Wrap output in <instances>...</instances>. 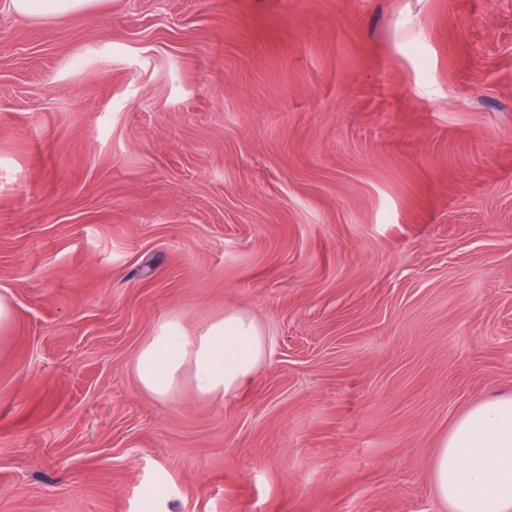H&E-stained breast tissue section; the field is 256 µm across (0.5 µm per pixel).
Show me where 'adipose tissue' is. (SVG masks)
Wrapping results in <instances>:
<instances>
[{
  "label": "adipose tissue",
  "instance_id": "adipose-tissue-1",
  "mask_svg": "<svg viewBox=\"0 0 512 512\" xmlns=\"http://www.w3.org/2000/svg\"><path fill=\"white\" fill-rule=\"evenodd\" d=\"M98 0H0L24 17H66ZM266 338L258 321L232 310L187 334L179 317L160 324L138 349V384L160 400L191 387L205 402L235 397L265 361ZM438 497L450 512H512V394L474 405L440 444L433 462Z\"/></svg>",
  "mask_w": 512,
  "mask_h": 512
}]
</instances>
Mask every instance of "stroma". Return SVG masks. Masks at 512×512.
Instances as JSON below:
<instances>
[{"instance_id":"35a3bbf8","label":"stroma","mask_w":512,"mask_h":512,"mask_svg":"<svg viewBox=\"0 0 512 512\" xmlns=\"http://www.w3.org/2000/svg\"><path fill=\"white\" fill-rule=\"evenodd\" d=\"M0 294V512H449L512 393V0L0 10ZM227 310L238 396L138 385ZM266 338L248 313L224 312L188 335L172 316L138 349V384L159 400H172L184 386L205 402L235 397L265 361ZM438 497L451 512L512 511V394L474 405L440 444Z\"/></svg>"}]
</instances>
